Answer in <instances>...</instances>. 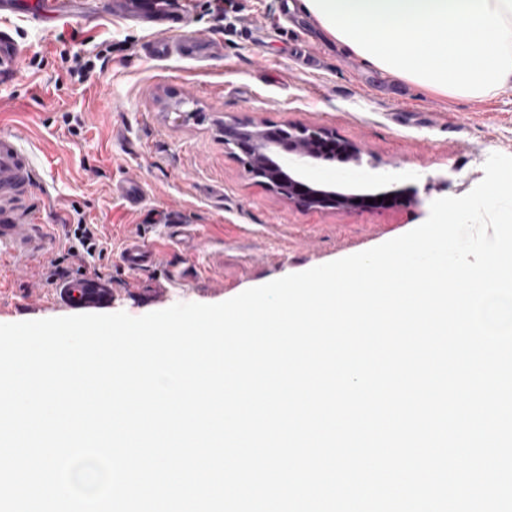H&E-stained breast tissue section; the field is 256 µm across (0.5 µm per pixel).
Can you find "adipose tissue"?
Here are the masks:
<instances>
[{
	"label": "adipose tissue",
	"mask_w": 512,
	"mask_h": 512,
	"mask_svg": "<svg viewBox=\"0 0 512 512\" xmlns=\"http://www.w3.org/2000/svg\"><path fill=\"white\" fill-rule=\"evenodd\" d=\"M332 39L450 97L512 90V0H301Z\"/></svg>",
	"instance_id": "ef3b65f1"
}]
</instances>
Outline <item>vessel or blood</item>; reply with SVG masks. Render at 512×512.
<instances>
[{
  "label": "vessel or blood",
  "instance_id": "b4317fda",
  "mask_svg": "<svg viewBox=\"0 0 512 512\" xmlns=\"http://www.w3.org/2000/svg\"><path fill=\"white\" fill-rule=\"evenodd\" d=\"M114 15L143 24L160 34L155 43L158 54H167L179 41L187 40L185 22L176 0H100ZM80 0H0V19L24 13L37 29L52 34L55 20L71 17L82 26L94 24L96 13L79 8ZM20 48L10 28L0 26V75L9 77L20 69ZM34 180V165L29 153L10 133H0V247L16 258L38 254L45 247V235L32 223L29 213L18 202ZM128 210L137 211L143 202V189L138 182L122 180L114 184ZM159 251L139 239H127L121 251L123 266L138 272L157 263ZM112 290L104 280L89 274L76 280H63L55 285L54 306L59 308H101L111 305Z\"/></svg>",
  "mask_w": 512,
  "mask_h": 512
}]
</instances>
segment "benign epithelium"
Wrapping results in <instances>:
<instances>
[{
    "label": "benign epithelium",
    "mask_w": 512,
    "mask_h": 512,
    "mask_svg": "<svg viewBox=\"0 0 512 512\" xmlns=\"http://www.w3.org/2000/svg\"><path fill=\"white\" fill-rule=\"evenodd\" d=\"M328 134L324 127L290 126L285 132L288 143L274 141L257 124H224V143L251 144L249 169L267 179L274 190L293 198L292 187L302 183L311 161L319 159L307 147L308 141Z\"/></svg>",
    "instance_id": "7a95c632"
}]
</instances>
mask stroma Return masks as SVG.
I'll return each instance as SVG.
<instances>
[{"label": "stroma", "instance_id": "1", "mask_svg": "<svg viewBox=\"0 0 512 512\" xmlns=\"http://www.w3.org/2000/svg\"><path fill=\"white\" fill-rule=\"evenodd\" d=\"M215 21L206 0H181L191 36L220 52L199 61L153 58L155 30L100 12L87 28L58 24L43 38L24 17L10 25L22 68L0 83V131L18 135L36 170L22 205L48 235L45 251L15 261L0 255V323L61 316L46 271L64 253L66 227L97 225L104 258L85 270L112 275V312L139 317L155 307L140 294L165 283L167 267L193 275L163 307L216 304L243 291L378 246L422 224L432 201L470 192L491 153L512 156V91L451 98L381 72L330 39L298 0H237ZM112 58L88 81L71 79L66 53ZM231 120L322 126L366 149L361 163L317 160L316 188L398 194L384 207L309 208L271 191L248 158L225 145ZM141 181L137 212L112 193ZM171 224H190L194 246L171 248L137 273L122 265L125 238L161 245Z\"/></svg>", "mask_w": 512, "mask_h": 512}]
</instances>
